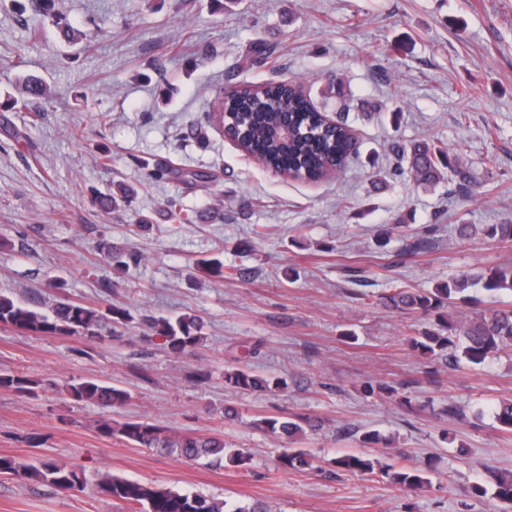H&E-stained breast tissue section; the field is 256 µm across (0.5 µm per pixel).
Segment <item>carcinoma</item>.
<instances>
[{
    "mask_svg": "<svg viewBox=\"0 0 512 512\" xmlns=\"http://www.w3.org/2000/svg\"><path fill=\"white\" fill-rule=\"evenodd\" d=\"M38 12L53 14L54 25L61 37L71 45L91 43L103 32L104 16H91L87 30L74 29L66 18L52 13L54 0H34ZM22 88L31 99L50 97L47 86L33 76L22 80ZM215 119L228 122L230 113L235 124L228 127L238 146L267 169L284 177L309 182L322 180L332 168L343 169L356 154V142L350 128L338 121L334 125L322 120L321 111L304 93L301 84L294 81H272L261 86H242L227 96L217 97L211 104ZM288 129V136L278 131ZM399 159L407 167H396L389 177L409 173L413 181L422 186H434L443 180L465 189L473 180L471 168L457 152L448 151L443 142L424 139L410 147H395ZM131 189L120 188V195L112 192L97 194L95 204L110 212L118 202L126 201ZM460 240L478 234L512 248V223L509 224H458L451 229ZM100 254L113 264V269L123 272L130 265H138L141 256L135 251L121 250L108 240L98 244ZM197 266L213 278L234 276L224 271L218 259H201ZM489 291L507 290L512 293V267L493 266L477 272H463L452 276L433 288L417 289L394 286L381 296V303L391 309L433 317L432 328H426L409 338L411 348L423 358L439 360L445 366H459L461 361L480 365L500 351L512 349V301L501 307L480 311H457V302L467 303L471 298L466 291L478 284ZM132 319L130 313L119 306L105 309L64 300L48 314L33 310L13 299L0 295V325L26 333L53 334L67 337H87L104 340L103 331L125 325ZM147 337L163 338L167 350L176 356L183 355L202 345V321L195 314L184 313L175 318L148 317L145 319ZM224 382L243 393H261L283 390L288 383L280 377L258 374L246 366H231L224 371ZM40 382L11 371L0 372V389L19 394H34ZM66 392L76 401H89L103 410L105 417L97 423L99 433L105 437H119L142 448H156L167 454L209 464L222 462L245 466L249 455L226 450L224 437L219 434H182L147 420L118 421L112 419V409L122 406L130 394L120 388L104 385L95 379H86L66 385ZM499 429L512 433V401L503 402L493 410ZM255 426L296 443L306 435V430H316L317 424L301 415L266 416L255 420ZM282 467L300 470L310 466V453L305 448H288L279 457ZM336 471L360 474L380 473L391 482L406 488H419L429 483L423 470L397 469L378 457L346 454L332 460ZM0 473H10L22 480H36L50 485L61 493L83 491L87 483L78 469L66 462L48 458L36 464L19 462L12 457L0 456ZM496 497L512 509V478L495 476ZM92 491L126 503L139 512H227L223 500L168 488L159 489L125 478L103 475L93 484Z\"/></svg>",
    "mask_w": 512,
    "mask_h": 512,
    "instance_id": "obj_1",
    "label": "carcinoma"
}]
</instances>
